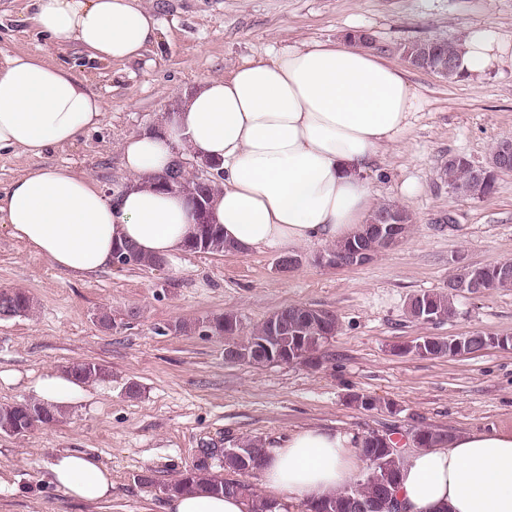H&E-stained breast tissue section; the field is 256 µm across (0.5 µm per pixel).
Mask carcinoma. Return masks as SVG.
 <instances>
[{
    "mask_svg": "<svg viewBox=\"0 0 512 512\" xmlns=\"http://www.w3.org/2000/svg\"><path fill=\"white\" fill-rule=\"evenodd\" d=\"M459 44L443 39H427L403 45L402 55L408 65L431 71L450 81L462 79L458 70ZM504 143L496 146L490 160L476 168L466 156L457 154L448 157L444 166V174L448 177L450 191L465 199H483L490 196L501 172L499 159ZM183 180L194 189L199 197L197 204L200 221L196 231L186 244V249L193 252L224 254L233 250V246L224 241L223 228L213 223L210 204L217 191L215 182L206 187L199 185L196 179L183 175ZM390 217L394 223L398 241H403L413 231L412 214L397 205L381 204L373 210L366 223L350 237L329 245L323 250L328 256H340L354 248H364L369 252L367 261H372L382 251L380 245L371 238L372 225L378 224L383 218ZM130 250L129 262L137 265L156 266L162 258L148 256L138 252L128 243H118L114 250ZM487 288L512 290V260H504L493 265L478 267L474 270ZM459 293L448 287L446 292H423L409 299L406 313L416 321L421 309H426L436 323H443L455 315V300ZM34 306L33 298L22 290L0 291V320L28 314ZM210 331L225 336L229 340L227 347L228 361L263 366L273 361L268 355L267 347L283 346L286 359L296 363H314L317 353L322 347L323 332L339 328L336 314L327 309H317L306 305H288L272 315L262 324L255 327L246 341L238 343L235 337L242 332V324L238 315L227 311L205 323ZM423 345H407L400 348L403 354H416L426 358L455 357L459 355V343H469L475 349L488 347H506L512 344L511 336H491L480 331L465 336L421 337ZM70 373L80 382L100 377L103 369L93 362L76 363L70 367ZM61 412L40 402L15 403L0 405V427L10 425L15 434L24 435L32 429L48 427L59 421ZM448 440V433L439 429L421 427L412 434V442L417 448H432L443 445ZM263 442L259 438H249L225 448L216 455L208 448L200 454L191 466L180 472L179 477L169 484H158L151 471L147 470L137 476L139 484L156 487L165 494L192 492L200 487L212 494H238L249 489L244 482L223 478L210 474L212 460L218 459L224 469L238 475H254L261 470L263 459L253 458L249 449L261 448ZM363 447L377 458V465L367 470L355 482L335 496H328L306 505V512H361L356 508L358 503H372V512H395L394 488L397 484L403 460L396 451V442L391 434L372 432L363 438Z\"/></svg>",
    "mask_w": 512,
    "mask_h": 512,
    "instance_id": "1",
    "label": "carcinoma"
}]
</instances>
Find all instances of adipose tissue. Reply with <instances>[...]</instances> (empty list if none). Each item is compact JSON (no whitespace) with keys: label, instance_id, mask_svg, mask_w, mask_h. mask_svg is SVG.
Listing matches in <instances>:
<instances>
[{"label":"adipose tissue","instance_id":"1","mask_svg":"<svg viewBox=\"0 0 512 512\" xmlns=\"http://www.w3.org/2000/svg\"><path fill=\"white\" fill-rule=\"evenodd\" d=\"M32 17L50 44H77L93 59L141 57L158 27L141 0H36ZM512 65V40L493 24L468 30L459 70L477 80ZM423 109L402 66L346 41L306 43L246 61L184 94L160 131L129 136L117 190L67 166H34L0 197V224L54 267L75 276L109 267L113 245L143 254L181 253L194 224L184 196L153 182L180 158L218 164L212 218L237 253L292 251L334 243L364 224L374 205L366 174L403 142ZM105 111L77 76L50 56L0 53V150L39 157L74 144ZM44 403L63 408L85 390L64 371L33 383ZM353 435L296 429L270 447L263 482L277 502L307 503L352 485ZM49 481L72 499L101 503L112 472L83 453L63 451ZM401 512H512V429L472 430L405 458L395 492ZM243 496L197 490L172 496L166 512H248Z\"/></svg>","mask_w":512,"mask_h":512}]
</instances>
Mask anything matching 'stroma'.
Here are the masks:
<instances>
[{
	"label": "stroma",
	"mask_w": 512,
	"mask_h": 512,
	"mask_svg": "<svg viewBox=\"0 0 512 512\" xmlns=\"http://www.w3.org/2000/svg\"><path fill=\"white\" fill-rule=\"evenodd\" d=\"M157 20L159 39L142 57L105 64L74 46L50 47L32 21V0H0V51L50 54L87 77L104 102L101 124L64 149L34 159L0 151V194L31 165H64L118 188L124 139L157 129L176 93L229 74L244 60L308 41L332 42L353 31L375 40L382 58L402 63L409 42L462 41L492 22L512 39V0H142ZM424 109L405 140L388 148L374 180L376 203L414 217L399 246L355 269L317 264L320 243L303 244L298 267L281 272L279 253L184 252L157 267L113 265L74 277L0 229V290L34 299L25 316L0 320V404L35 400L34 380L81 362L99 364L91 399L72 405L59 422L23 436L0 434V512H164L159 492L203 448H227L297 428L318 426L357 436L392 432L401 456L411 454L416 428L456 435L512 428V348L491 347L460 358H422L402 348L423 336L472 331L512 336V290L459 297L448 321L408 318L417 294L447 290L459 263L512 259V172L493 194L462 199L448 189L449 156L485 164L512 138V66L481 79L451 82L407 68ZM415 181L416 195L401 192ZM302 304L336 313L339 329L315 364L251 366L225 360L224 336L205 320L235 312L243 335L279 308ZM136 317H128L129 309ZM118 326L100 328L99 313ZM178 321L194 323L178 333ZM137 385L129 396V385ZM375 400L367 410L356 396ZM94 454L112 471V497L99 505L70 498L48 481L57 452ZM152 471L157 487L138 474Z\"/></svg>",
	"instance_id": "35a3bbf8"
}]
</instances>
